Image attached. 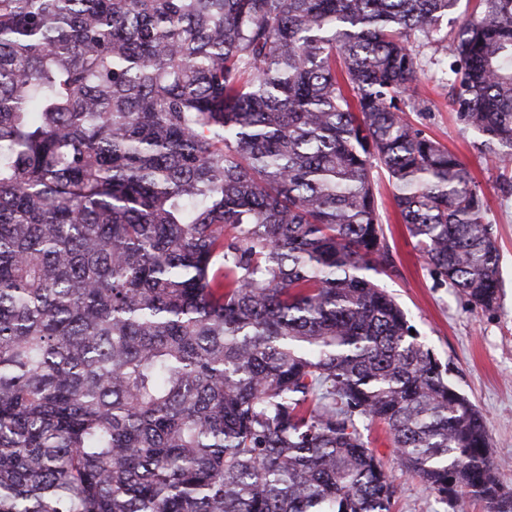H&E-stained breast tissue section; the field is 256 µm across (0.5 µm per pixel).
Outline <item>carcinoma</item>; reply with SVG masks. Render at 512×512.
<instances>
[{
  "label": "carcinoma",
  "mask_w": 512,
  "mask_h": 512,
  "mask_svg": "<svg viewBox=\"0 0 512 512\" xmlns=\"http://www.w3.org/2000/svg\"><path fill=\"white\" fill-rule=\"evenodd\" d=\"M450 104L512 162V0ZM459 0H0V512H391L364 440L512 512L485 418L369 272L500 298L482 189L405 117Z\"/></svg>",
  "instance_id": "carcinoma-1"
}]
</instances>
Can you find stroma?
<instances>
[{
	"instance_id": "35a3bbf8",
	"label": "stroma",
	"mask_w": 512,
	"mask_h": 512,
	"mask_svg": "<svg viewBox=\"0 0 512 512\" xmlns=\"http://www.w3.org/2000/svg\"><path fill=\"white\" fill-rule=\"evenodd\" d=\"M455 26V19L443 20L437 40L420 41L422 69L406 113L468 166L484 192L501 255L500 304L491 310L475 307L431 273L408 236L383 172L376 177V195L393 267L376 281L396 298L437 358L449 364L451 382L484 414L499 478L512 488V167L487 161L449 105L443 70L451 60L448 42ZM369 439L398 487L393 512H453L419 478L402 470L383 427H372Z\"/></svg>"
}]
</instances>
